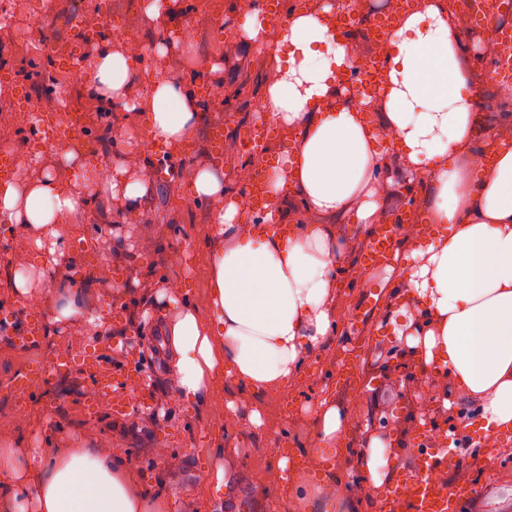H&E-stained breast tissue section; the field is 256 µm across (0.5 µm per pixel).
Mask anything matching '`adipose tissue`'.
<instances>
[{
  "mask_svg": "<svg viewBox=\"0 0 512 512\" xmlns=\"http://www.w3.org/2000/svg\"><path fill=\"white\" fill-rule=\"evenodd\" d=\"M335 11L329 0H316L278 27L275 66L257 115L285 136L266 169V208L243 214L248 181L227 188L207 166L183 176L188 195L210 205L216 245L208 258L207 312L171 298L157 315L168 384L194 408L227 376L265 394L298 381L334 335L336 289L353 272L345 260L355 244L339 241L337 225L356 219L359 236L370 238L389 220L386 202L399 190L441 230L429 240L409 237L391 288L388 319L397 339L423 369L443 373L445 407H476L488 433L512 429V131L485 124L468 93L480 78L463 37L467 19L447 0H417L376 44L382 79L367 95L343 83L346 70L362 68L365 59L333 33ZM78 64L90 94L144 120L166 152L192 144L205 103L181 79L161 67L142 76L120 42ZM136 82L142 90L134 96ZM489 135L499 144L490 167ZM392 154L399 168L390 167ZM152 185L136 152L113 163L109 181L91 190L49 173L1 183L0 212L39 249L25 261L29 276L15 278L16 294L40 289L70 258L74 243L65 224L101 197L137 217ZM292 196L301 204L296 224L285 209ZM83 310L80 289L58 288L54 318L75 323L80 336L102 323ZM363 446L356 464L377 495L392 479L384 469L388 449L375 436ZM36 469L43 476L32 486ZM0 493L18 512H168L167 501L148 497L104 446L43 448L24 462L12 442H1Z\"/></svg>",
  "mask_w": 512,
  "mask_h": 512,
  "instance_id": "1",
  "label": "adipose tissue"
}]
</instances>
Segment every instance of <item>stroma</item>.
I'll use <instances>...</instances> for the list:
<instances>
[{"mask_svg": "<svg viewBox=\"0 0 512 512\" xmlns=\"http://www.w3.org/2000/svg\"><path fill=\"white\" fill-rule=\"evenodd\" d=\"M144 0H112V20L122 34L144 42H156L159 31L147 20ZM98 0H14L11 22L0 27V56L13 81L0 83V147L13 149V177L26 180L47 171L75 182L78 169L90 168L101 159H115L148 139L143 122L121 108L100 104L86 97L82 85H66L60 70L46 55H30L21 32L46 33L55 41L68 38L65 24L74 6H81L92 24H99ZM178 21H192L193 38L167 49L163 58L169 72L191 81L200 65L224 58L219 76V98L207 105L196 130L194 143L180 163L187 170L199 165L218 167L223 174L252 162V155L239 148L238 128L253 124L254 109L261 100L271 52L229 51L224 34L213 23L247 27L250 12L243 0H175ZM41 87L32 95L35 111L56 109L61 97L83 109L87 116L91 151L84 158L66 162L57 150L30 159L26 153L29 129L25 113L13 112L9 104L15 85ZM224 126V155L212 154L209 129ZM155 191L141 215L129 219L112 205L97 202L76 222V233L97 243L95 250H81L73 262L58 268L55 279L83 277L84 310L106 313L101 333L89 334L75 344L69 323L54 324L41 335L38 349L12 344L27 327L26 301L14 296L9 270L0 266V312L10 319L7 332H0V435L16 444L19 457L39 448H92L107 445L120 449L121 459L140 479L145 490L166 498L169 512H313L307 494L321 483L327 470L341 478L356 474L354 462L366 435L388 438V421L396 408H403L405 424L401 437L412 441L416 418L421 415L419 392L408 378L415 366L403 353L387 319L388 273L369 271L350 287L336 291L337 329L323 349L309 362L298 385L276 396L243 390L232 378L219 383L209 401L187 408L166 380L160 326L152 310L154 295L176 283L199 310L207 308V262L212 247V225L206 204L177 194L178 175L169 166L155 167ZM107 265L113 277H96L97 266ZM354 347L361 354L359 377L350 386L337 385V362L343 350ZM139 361L150 362L153 373L148 389L155 400L154 418L118 421L112 418L108 396H101L96 410H89L85 396L92 385L89 367L82 365L86 353L111 366L130 364V351ZM44 360L67 355L72 367L58 370L39 389L18 394L11 388L13 377L34 354ZM339 403L348 410L353 424L350 445L344 454L319 447L317 412L322 403ZM260 411L263 424L247 428L253 411ZM295 458L308 453L302 467L288 471L279 485L255 491L259 473L276 466L279 457ZM221 462L227 484L223 491L208 485L206 477L214 462ZM441 480L447 487L457 482H476L480 491L469 512H512V437L484 457H461Z\"/></svg>", "mask_w": 512, "mask_h": 512, "instance_id": "35a3bbf8", "label": "stroma"}]
</instances>
